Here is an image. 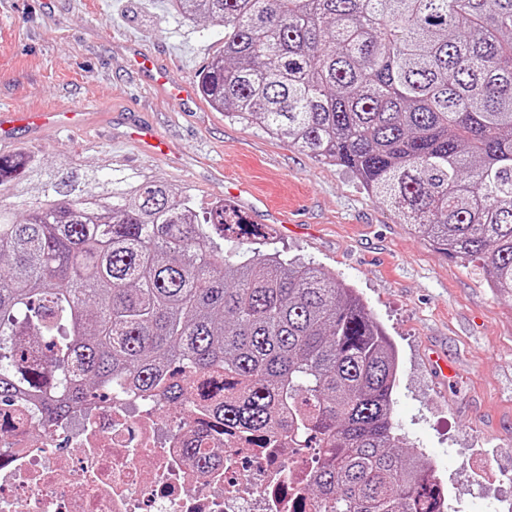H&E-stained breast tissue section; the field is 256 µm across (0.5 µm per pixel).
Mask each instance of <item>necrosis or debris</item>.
<instances>
[{
	"label": "necrosis or debris",
	"instance_id": "4bbe7bcc",
	"mask_svg": "<svg viewBox=\"0 0 512 512\" xmlns=\"http://www.w3.org/2000/svg\"><path fill=\"white\" fill-rule=\"evenodd\" d=\"M211 404L191 387L165 419L161 399L121 389L66 421L20 423L17 399L0 415V512H321L305 491L318 449L289 447L284 426L224 425Z\"/></svg>",
	"mask_w": 512,
	"mask_h": 512
}]
</instances>
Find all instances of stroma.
Segmentation results:
<instances>
[{
  "instance_id": "obj_1",
  "label": "stroma",
  "mask_w": 512,
  "mask_h": 512,
  "mask_svg": "<svg viewBox=\"0 0 512 512\" xmlns=\"http://www.w3.org/2000/svg\"><path fill=\"white\" fill-rule=\"evenodd\" d=\"M180 76L224 51L223 27L182 19L169 0H0V109L20 108L0 152L44 158L59 171L161 181L199 212L232 198L269 234L266 251L318 263L356 288L394 345L399 382L392 418L407 447L453 496V512H512V297L416 237L353 173L317 162L286 137L212 110L176 111L129 63L131 43ZM90 111L85 126L33 130L35 112ZM144 123L170 146L156 158L127 141ZM448 360L446 374L431 364Z\"/></svg>"
}]
</instances>
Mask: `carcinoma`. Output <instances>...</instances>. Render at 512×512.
<instances>
[{"mask_svg":"<svg viewBox=\"0 0 512 512\" xmlns=\"http://www.w3.org/2000/svg\"><path fill=\"white\" fill-rule=\"evenodd\" d=\"M224 27L198 74L214 109L350 169L447 255L483 262L512 296V0H171ZM37 189L31 194V189ZM268 239L231 203L200 217L171 186L59 176L0 155V411L39 339L66 420L112 386L222 390L224 420L254 432L288 415L321 449L325 512H442L440 483L391 418L397 353L357 291L322 266L219 240Z\"/></svg>","mask_w":512,"mask_h":512,"instance_id":"obj_1","label":"carcinoma"}]
</instances>
